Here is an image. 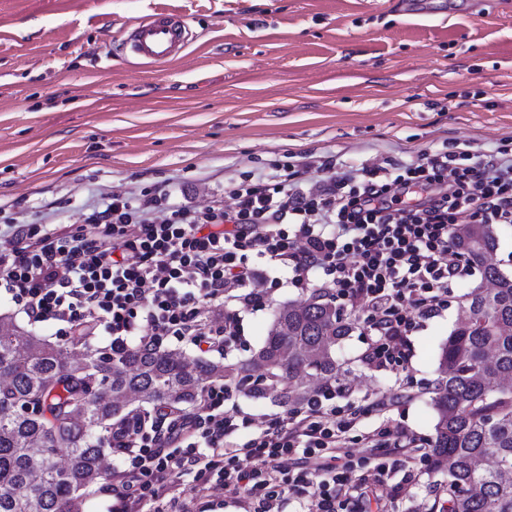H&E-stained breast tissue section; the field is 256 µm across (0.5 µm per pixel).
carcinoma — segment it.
I'll use <instances>...</instances> for the list:
<instances>
[{"mask_svg":"<svg viewBox=\"0 0 512 512\" xmlns=\"http://www.w3.org/2000/svg\"><path fill=\"white\" fill-rule=\"evenodd\" d=\"M454 245L481 275L438 347L431 408V464L448 480L429 512H512V275L494 259L492 224L454 229ZM357 319L318 292L273 314L260 347L221 362L179 349L114 352L93 325L67 346L51 343L0 312V512H83L115 452L112 433L144 406L187 410L207 385L224 381L251 397L277 392L288 406L329 384L344 385L336 347Z\"/></svg>","mask_w":512,"mask_h":512,"instance_id":"carcinoma-1","label":"carcinoma"}]
</instances>
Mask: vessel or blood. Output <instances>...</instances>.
Segmentation results:
<instances>
[{
	"label": "vessel or blood",
	"instance_id": "1",
	"mask_svg": "<svg viewBox=\"0 0 512 512\" xmlns=\"http://www.w3.org/2000/svg\"><path fill=\"white\" fill-rule=\"evenodd\" d=\"M186 42L182 22L160 13L132 28L125 39V48L132 56L154 65H163L172 61Z\"/></svg>",
	"mask_w": 512,
	"mask_h": 512
}]
</instances>
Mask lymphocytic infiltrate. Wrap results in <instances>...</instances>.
<instances>
[{
  "mask_svg": "<svg viewBox=\"0 0 512 512\" xmlns=\"http://www.w3.org/2000/svg\"><path fill=\"white\" fill-rule=\"evenodd\" d=\"M308 182L303 165L246 175L197 207L167 185L139 196L113 194L80 224L0 226V298L29 322L68 336L92 323L113 350L185 341L220 351L240 333L244 309L278 285L267 268L316 284L363 318L365 362L378 371L409 361L408 334L436 316L449 282L467 267L452 245L461 224H512V150L423 153L413 162L337 171L332 159ZM233 310H226V303ZM223 312L213 324L212 312ZM226 389L208 390L194 412L164 407L151 421L114 435L123 463L112 474V512H208L215 486L241 512H281L282 483L307 498L306 512H366V466L381 473L423 461L422 445L398 426L361 434L360 410L333 406L335 389L311 394L285 418L238 438L225 415ZM372 450L353 461L351 444ZM193 478L191 490L180 479Z\"/></svg>",
  "mask_w": 512,
  "mask_h": 512,
  "instance_id": "obj_1",
  "label": "lymphocytic infiltrate"
}]
</instances>
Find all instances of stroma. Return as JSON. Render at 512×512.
Returning a JSON list of instances; mask_svg holds the SVG:
<instances>
[{
  "label": "stroma",
  "instance_id": "35a3bbf8",
  "mask_svg": "<svg viewBox=\"0 0 512 512\" xmlns=\"http://www.w3.org/2000/svg\"><path fill=\"white\" fill-rule=\"evenodd\" d=\"M164 12L187 47L152 66L119 53L135 24ZM512 148V0H0V223L72 224L112 193L170 183L199 204L250 173L300 160L409 162L460 147ZM279 279L244 311L226 359L248 358L273 311L311 289ZM478 270L408 339L406 368L376 373L359 327L340 350L350 373L334 403L366 426L393 419L422 445L436 354ZM403 393L392 417L372 411ZM387 512H427L445 472L396 469Z\"/></svg>",
  "mask_w": 512,
  "mask_h": 512
}]
</instances>
